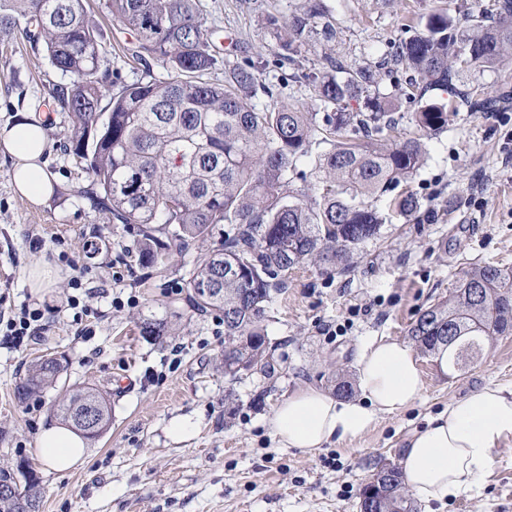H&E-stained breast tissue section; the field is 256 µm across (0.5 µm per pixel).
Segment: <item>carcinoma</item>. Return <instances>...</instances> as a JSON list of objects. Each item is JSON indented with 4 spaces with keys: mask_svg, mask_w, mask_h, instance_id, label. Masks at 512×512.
I'll return each instance as SVG.
<instances>
[{
    "mask_svg": "<svg viewBox=\"0 0 512 512\" xmlns=\"http://www.w3.org/2000/svg\"><path fill=\"white\" fill-rule=\"evenodd\" d=\"M200 2L106 0L112 20L136 37L137 56L156 62L167 77L125 84L104 107L102 97L121 74L103 65L105 48L85 0H0V31L43 41L51 65L68 78L52 92L71 122L65 148L92 177L84 194L93 205L114 224L137 225L131 248L142 267L161 273L172 246L217 238L188 270L182 289L196 311L224 322V375L236 377L234 361L268 375L265 321L288 275L310 266L326 274L348 271L356 249L384 223L375 199L423 166L424 136L448 125L456 98L488 109L482 89L463 93L458 85L464 73L494 69L512 50V0H492L457 18L440 9L420 18L416 33L379 64L393 81L392 95L380 92L372 68L324 56L323 71L303 75L318 112L296 102L257 106L250 61L224 63L222 84L204 79L219 59ZM307 2L284 21L266 17L282 62L293 63L311 45L329 47L340 34L321 0ZM362 98L370 111L353 109ZM402 98L420 104L409 117L414 133L392 112L393 100ZM303 158L311 165L307 172L300 169ZM418 206L406 191L388 209L411 215ZM208 284L224 289V299L200 294ZM450 329L474 358L494 337L512 335V270L470 268L447 300L419 315L409 336L424 355L448 353L451 370L462 358L448 348ZM60 372L54 359L33 363L16 386L18 401L54 385ZM90 399L110 422L109 400L91 387L66 393L56 415L74 427V411ZM33 488H41L37 478L30 475L21 486L13 470L1 467L0 512H38L42 494H30ZM359 509L417 512L400 467L380 468L363 488Z\"/></svg>",
    "mask_w": 512,
    "mask_h": 512,
    "instance_id": "1",
    "label": "carcinoma"
}]
</instances>
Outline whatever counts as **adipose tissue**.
Here are the masks:
<instances>
[{"label": "adipose tissue", "mask_w": 512, "mask_h": 512, "mask_svg": "<svg viewBox=\"0 0 512 512\" xmlns=\"http://www.w3.org/2000/svg\"><path fill=\"white\" fill-rule=\"evenodd\" d=\"M51 150L40 117L17 111L0 124V155L11 162L16 193L35 206L54 193L47 157ZM359 398L342 400L313 387L282 400L269 418L272 435L285 448L313 453L325 445L352 441L383 414L402 411L419 398L423 381L410 347L379 340L358 354ZM512 436V386L489 383L451 402L426 427L413 433L400 457L405 483L421 502H440L478 488L494 452ZM43 461L63 472L86 457L84 438L63 426L41 430Z\"/></svg>", "instance_id": "1"}]
</instances>
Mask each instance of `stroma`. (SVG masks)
I'll list each match as a JSON object with an SVG mask.
<instances>
[{
  "instance_id": "stroma-1",
  "label": "stroma",
  "mask_w": 512,
  "mask_h": 512,
  "mask_svg": "<svg viewBox=\"0 0 512 512\" xmlns=\"http://www.w3.org/2000/svg\"><path fill=\"white\" fill-rule=\"evenodd\" d=\"M488 0H322L342 24L331 54L378 65L408 37V20L443 4L450 15L478 12ZM306 0H203L217 55L251 60L259 83L278 101L310 98L289 73L324 64L312 47L295 65L277 61L266 14L285 17ZM89 19L106 49L104 62L124 83L164 76L156 63L133 59L136 39L113 24L106 0H87ZM61 74L43 45L0 32V122L30 108L43 116L52 143L53 196L35 207L11 184L0 156V309H43L45 335L13 343L0 335V465L27 462L44 488L40 512H359V492L382 463L398 462L407 438L457 398L489 382L512 385V335L498 338L466 371L441 373L420 356L424 389L415 404L380 416L353 442L315 453L282 447L267 424L276 405L306 387L333 391L336 373L356 376L359 350L375 339L408 342L419 313L446 300L476 265L512 269V60L471 71L466 86L496 101L493 112L459 107L448 126L426 138L424 165L410 186L420 208L387 213L379 234L356 251L349 270L333 276L292 275L265 322L274 371L225 377L219 364L224 325L196 314L182 279L210 241L172 249L166 271L142 269L126 248L132 229L112 223L81 190L90 180L63 145L70 122L53 105ZM59 266L57 283L36 294L23 273L36 263ZM164 323L160 339L142 336L144 321ZM63 365L55 387L26 403L16 384L37 357ZM93 387L108 397L112 420L90 440L83 464L58 473L37 454L42 427L58 423L54 406L67 389ZM175 420L192 429L168 433ZM418 512H512V437L504 440L477 492Z\"/></svg>"
}]
</instances>
